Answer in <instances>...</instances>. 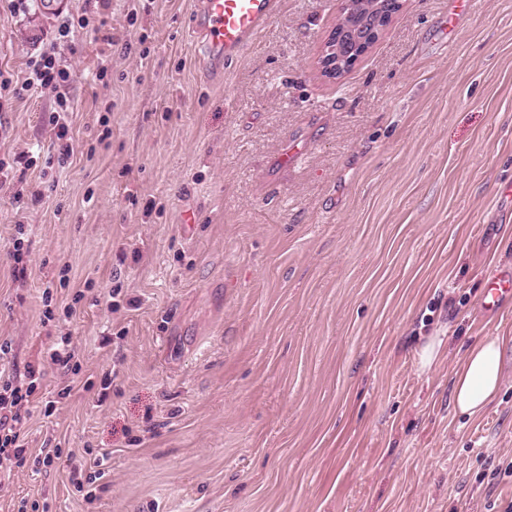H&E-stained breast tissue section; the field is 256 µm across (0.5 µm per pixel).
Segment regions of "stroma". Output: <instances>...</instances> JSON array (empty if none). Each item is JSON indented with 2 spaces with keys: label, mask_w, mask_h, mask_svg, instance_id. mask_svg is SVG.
I'll list each match as a JSON object with an SVG mask.
<instances>
[{
  "label": "stroma",
  "mask_w": 512,
  "mask_h": 512,
  "mask_svg": "<svg viewBox=\"0 0 512 512\" xmlns=\"http://www.w3.org/2000/svg\"><path fill=\"white\" fill-rule=\"evenodd\" d=\"M193 2L67 0L69 36L33 39L35 0H0V367L43 374L0 512H505L512 297L482 299L512 272V0H403L336 80L341 0H283L220 84ZM42 52L71 71L63 166L53 93L21 88ZM489 336L502 389L468 418L453 375ZM97 469L89 502L73 478ZM340 24H342V20L337 21L329 32L319 57L321 73L325 77L334 80L336 79V69L335 71L333 69L336 68V65H340L341 62L352 61L353 58H351V56L354 55L358 49L365 46L370 41L374 31L372 26L370 30L369 28H364L363 26L359 25V30H361V32H356V34L358 33L359 36L351 40L353 48L347 46L348 53L343 54L340 47V43L346 40L344 37L345 31H343V29L346 27H353V24H348L342 26L341 28H337ZM339 33L341 34L339 35ZM50 351V359L55 364L76 374V371L79 369V365L77 361H75V358H77V350L70 336H60L53 344Z\"/></svg>",
  "instance_id": "obj_1"
}]
</instances>
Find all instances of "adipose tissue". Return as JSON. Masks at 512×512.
Instances as JSON below:
<instances>
[{"instance_id": "ef3b65f1", "label": "adipose tissue", "mask_w": 512, "mask_h": 512, "mask_svg": "<svg viewBox=\"0 0 512 512\" xmlns=\"http://www.w3.org/2000/svg\"><path fill=\"white\" fill-rule=\"evenodd\" d=\"M500 349L499 337L490 336L464 350L452 385L457 414L476 416L498 396L502 384Z\"/></svg>"}]
</instances>
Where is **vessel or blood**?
Returning <instances> with one entry per match:
<instances>
[{
  "label": "vessel or blood",
  "instance_id": "1",
  "mask_svg": "<svg viewBox=\"0 0 512 512\" xmlns=\"http://www.w3.org/2000/svg\"><path fill=\"white\" fill-rule=\"evenodd\" d=\"M281 0H195L192 30L200 39L211 72L225 69L271 24ZM512 296V275L497 278L488 289L484 306L496 308Z\"/></svg>",
  "mask_w": 512,
  "mask_h": 512
}]
</instances>
